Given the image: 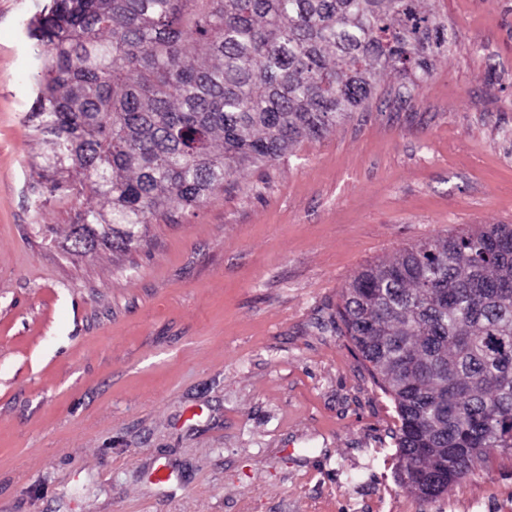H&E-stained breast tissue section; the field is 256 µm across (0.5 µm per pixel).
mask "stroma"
<instances>
[{"instance_id": "stroma-1", "label": "stroma", "mask_w": 512, "mask_h": 512, "mask_svg": "<svg viewBox=\"0 0 512 512\" xmlns=\"http://www.w3.org/2000/svg\"><path fill=\"white\" fill-rule=\"evenodd\" d=\"M0 0V512H512L493 457L434 502L393 474L394 406L336 328L373 262L512 224V0H424L455 33L418 86L81 256L90 201L35 206L24 20Z\"/></svg>"}]
</instances>
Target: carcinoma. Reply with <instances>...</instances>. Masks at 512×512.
I'll list each match as a JSON object with an SVG mask.
<instances>
[{"label":"carcinoma","instance_id":"obj_1","mask_svg":"<svg viewBox=\"0 0 512 512\" xmlns=\"http://www.w3.org/2000/svg\"><path fill=\"white\" fill-rule=\"evenodd\" d=\"M420 0H49L25 23L44 146L38 197L97 201L69 249L127 250L368 107L376 77L415 85L455 45ZM338 331L393 401L398 483L436 501L512 457V224L412 245L342 289Z\"/></svg>","mask_w":512,"mask_h":512}]
</instances>
